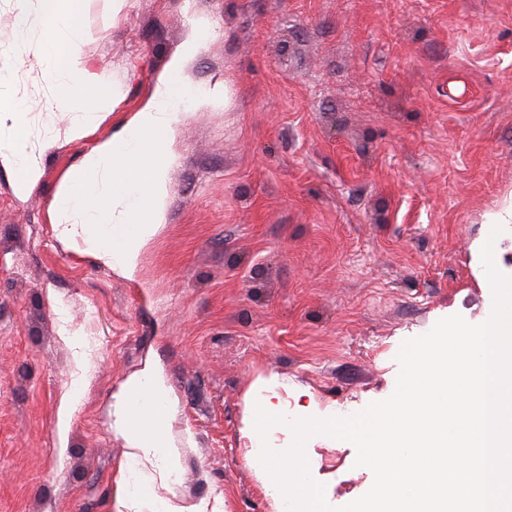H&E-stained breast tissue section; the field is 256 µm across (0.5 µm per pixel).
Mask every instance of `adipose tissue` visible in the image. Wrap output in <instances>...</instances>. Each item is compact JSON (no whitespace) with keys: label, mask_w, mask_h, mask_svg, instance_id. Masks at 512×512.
Returning <instances> with one entry per match:
<instances>
[{"label":"adipose tissue","mask_w":512,"mask_h":512,"mask_svg":"<svg viewBox=\"0 0 512 512\" xmlns=\"http://www.w3.org/2000/svg\"><path fill=\"white\" fill-rule=\"evenodd\" d=\"M61 2L40 0L37 12L18 13L15 30L21 38H40L49 44L46 69L55 79L58 92L69 95L80 114L74 126L79 136L101 108L92 99L100 79L79 65L73 51L79 31L73 14L63 11ZM175 411L166 376L150 364L127 380L112 403V430L131 448L135 466L133 485H120L119 490L124 493L131 487L137 489L148 512H181L171 500L155 493L145 473L149 467L167 476L177 470V452L165 434L166 423Z\"/></svg>","instance_id":"obj_1"}]
</instances>
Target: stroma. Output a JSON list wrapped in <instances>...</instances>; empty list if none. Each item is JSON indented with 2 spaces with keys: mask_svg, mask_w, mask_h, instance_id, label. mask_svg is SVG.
<instances>
[{
  "mask_svg": "<svg viewBox=\"0 0 512 512\" xmlns=\"http://www.w3.org/2000/svg\"><path fill=\"white\" fill-rule=\"evenodd\" d=\"M39 8L0 0V99L24 108L0 138L41 168L22 192L0 157V512H116L112 398L149 361L177 406L160 494L276 512L241 439L258 377L346 417L394 392L402 341L488 312L472 244L512 197V0H71L108 103L79 138L47 45L16 36ZM191 40L163 224L130 278L57 236L58 197ZM315 451L330 505L370 489L351 443Z\"/></svg>",
  "mask_w": 512,
  "mask_h": 512,
  "instance_id": "obj_1",
  "label": "stroma"
}]
</instances>
